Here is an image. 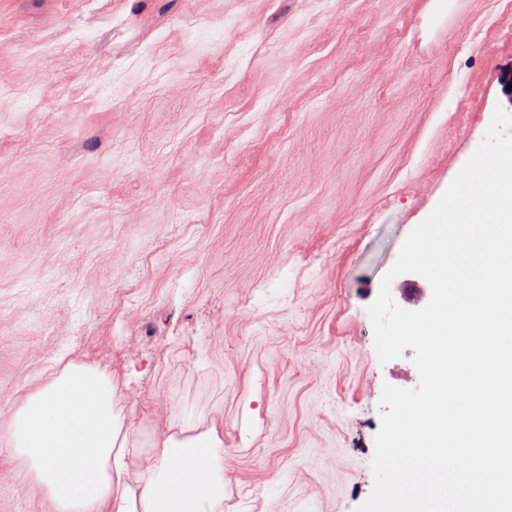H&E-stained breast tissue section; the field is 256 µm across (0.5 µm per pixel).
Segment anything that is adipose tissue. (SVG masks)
I'll list each match as a JSON object with an SVG mask.
<instances>
[{"label": "adipose tissue", "instance_id": "obj_1", "mask_svg": "<svg viewBox=\"0 0 512 512\" xmlns=\"http://www.w3.org/2000/svg\"><path fill=\"white\" fill-rule=\"evenodd\" d=\"M0 446L52 512H224V424L198 417L139 445L112 376L65 362L0 421Z\"/></svg>", "mask_w": 512, "mask_h": 512}]
</instances>
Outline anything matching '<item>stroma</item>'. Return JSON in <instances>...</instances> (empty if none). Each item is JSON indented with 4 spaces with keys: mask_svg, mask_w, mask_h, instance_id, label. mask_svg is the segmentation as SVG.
Here are the masks:
<instances>
[{
    "mask_svg": "<svg viewBox=\"0 0 512 512\" xmlns=\"http://www.w3.org/2000/svg\"><path fill=\"white\" fill-rule=\"evenodd\" d=\"M509 63L498 0H0V394L89 358L223 421L224 512H356L419 383L367 308ZM0 512H50L1 453Z\"/></svg>",
    "mask_w": 512,
    "mask_h": 512,
    "instance_id": "obj_1",
    "label": "stroma"
}]
</instances>
